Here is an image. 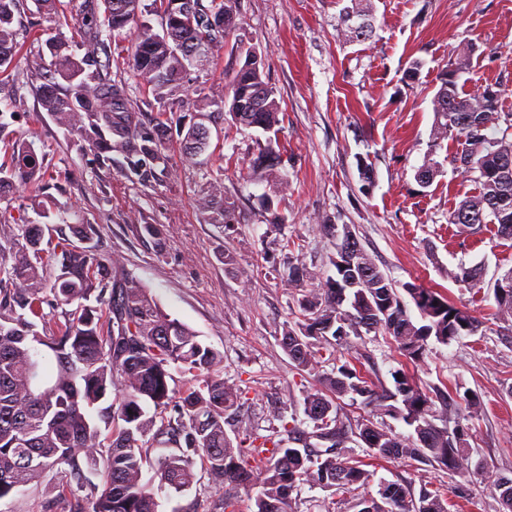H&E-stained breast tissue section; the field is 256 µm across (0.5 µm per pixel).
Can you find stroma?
I'll return each instance as SVG.
<instances>
[{"mask_svg": "<svg viewBox=\"0 0 512 512\" xmlns=\"http://www.w3.org/2000/svg\"><path fill=\"white\" fill-rule=\"evenodd\" d=\"M346 3L238 0L240 34L262 53L263 78L282 108L278 139L288 188L269 212L252 167L264 133L208 107L224 98L228 50L191 68L175 99L162 104L128 66L113 68V82L124 86L127 105L143 125L161 121L169 129L165 165L130 179L120 163L100 165L39 98L52 60L46 42L80 40L83 0H57L50 9L19 0L11 24L17 52L0 72V109L11 115L8 137L33 143L44 155V171L0 194V229L51 224L65 237L70 225H94L101 257L125 269L166 313L223 354L224 376L242 393L238 419L268 435L282 418L300 412L312 383L281 345L285 328L301 319V292L285 285L277 267L292 253L318 276L334 274L329 259L336 239L320 226H349L397 290L410 283L437 289L482 321L478 334L430 343L413 369L427 390L479 396L478 413L460 401L443 413L466 427L475 475L466 484L436 463L380 459L370 467L367 490L342 494L305 484L292 496L293 512H358L364 493H376L382 481L440 492L448 512H505L493 484L512 478V325L493 316V286L512 270V240L491 224L470 233L449 223L450 212L476 194L478 184L453 161L463 138L434 144L431 100L438 74L463 51L470 54L465 91L512 87V0H372L375 32L354 42L337 34ZM414 64L419 70L413 75ZM200 121L210 143L186 157L180 131ZM362 161L372 168V185L361 179ZM427 162L439 173L423 188L415 172ZM216 185L237 204L234 228L212 222L197 206ZM276 215L283 220L278 230L271 226ZM146 224L160 225V239L143 233ZM228 254L234 258L229 265ZM462 265L481 266L480 288L453 281ZM356 359L388 389L404 362L389 337L371 334L324 354L322 368ZM156 498L159 512L190 506L223 512L224 490L201 472L183 494L161 490Z\"/></svg>", "mask_w": 512, "mask_h": 512, "instance_id": "1", "label": "stroma"}]
</instances>
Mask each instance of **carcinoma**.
Wrapping results in <instances>:
<instances>
[{"mask_svg": "<svg viewBox=\"0 0 512 512\" xmlns=\"http://www.w3.org/2000/svg\"><path fill=\"white\" fill-rule=\"evenodd\" d=\"M19 0H0V67L13 59L11 29ZM143 0H84L79 27L84 54L64 41L48 45L49 74L39 94L43 108L61 126L88 144L101 165L122 156L124 173L142 177L144 165L162 160L168 137L159 123L149 131L126 105L122 88L112 84L111 54L104 32L134 23ZM162 33L143 22L134 30L128 66L159 101L178 92L192 59L202 47L214 54L240 29L237 0H151ZM224 14V30L210 18ZM368 20L367 29L351 18ZM349 42L368 39L374 17L368 0H350L339 18ZM233 64L224 68L223 109L234 124L267 134L258 144L253 170L265 177L266 208L287 183L278 174L280 101L263 79L264 60L254 46L236 39ZM470 55H458L439 77L432 99L433 137L465 139L454 157L457 168L475 175L478 194L465 198L449 223L477 230L486 224L512 239V113L498 111L506 89L488 99L463 91L462 74ZM69 89L57 91V78ZM495 129L498 137L488 131ZM209 130L191 125L183 138L186 154L208 146ZM44 168L33 145L12 146L11 166H0V184L26 182ZM213 218L233 227L236 206L218 188L199 200ZM323 230L336 237L331 265L336 276L317 280L304 260L287 261L290 284L319 281L299 300L304 323L285 329L282 345L294 368L314 380L302 405L312 431L293 419L270 436L248 435L250 446L234 441L224 417L239 408L241 392L224 380V356L198 334L165 313L148 289L98 256L92 224L72 226V238H50L49 224H18L0 241V501L22 488L42 486L47 473L61 477L58 491L42 493L37 512H158L151 486L143 481L147 453L158 451L155 478L178 494L196 481L195 464L218 485L257 489L253 512H290L292 493L305 483L347 492L370 480L365 462L347 444L359 439L368 457L436 462L463 479L471 476L466 440L458 429L436 423L435 400L414 374L392 372L394 389L378 392L372 375L347 360L319 373L317 347H342L370 333L392 338L409 363L423 358L429 340L447 345L477 333L482 322L434 288L405 289L422 323L414 322L398 291L363 249L357 236H338L337 225ZM54 253L53 268L45 255ZM375 270L366 275L364 271ZM509 282L494 285L497 318L512 319V271ZM478 266L454 273L459 285L480 287ZM190 377L176 388L173 372ZM367 413L350 420L340 400ZM403 421L413 434L400 437L371 419L376 412ZM379 498L363 499L359 512H448V502L426 490L414 496L409 485H380Z\"/></svg>", "mask_w": 512, "mask_h": 512, "instance_id": "carcinoma-1", "label": "carcinoma"}]
</instances>
